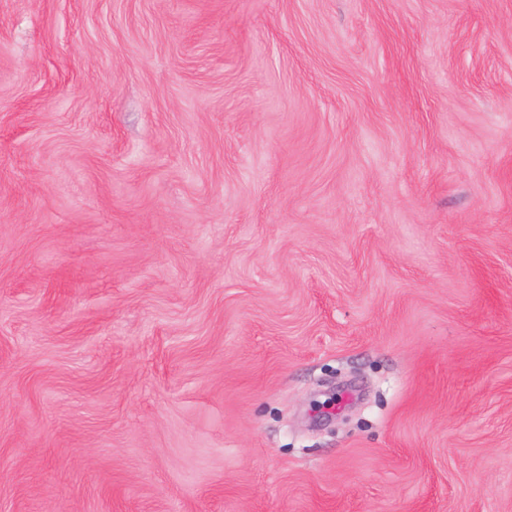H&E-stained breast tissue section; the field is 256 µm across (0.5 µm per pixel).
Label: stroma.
Returning <instances> with one entry per match:
<instances>
[{
	"instance_id": "35a3bbf8",
	"label": "stroma",
	"mask_w": 512,
	"mask_h": 512,
	"mask_svg": "<svg viewBox=\"0 0 512 512\" xmlns=\"http://www.w3.org/2000/svg\"><path fill=\"white\" fill-rule=\"evenodd\" d=\"M0 512H512V0H0Z\"/></svg>"
}]
</instances>
